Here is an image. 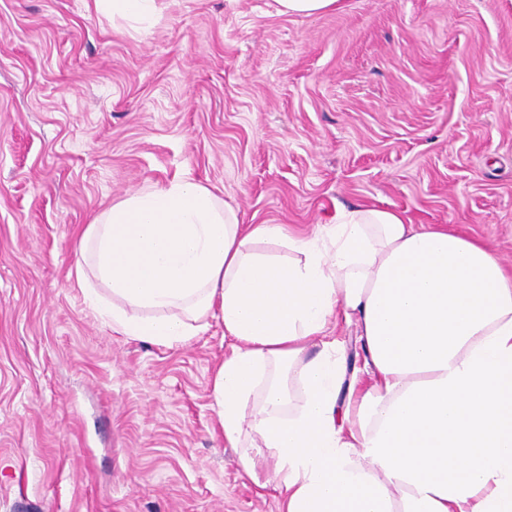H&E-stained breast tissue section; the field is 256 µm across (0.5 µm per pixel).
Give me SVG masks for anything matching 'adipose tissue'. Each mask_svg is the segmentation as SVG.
Masks as SVG:
<instances>
[{
	"label": "adipose tissue",
	"instance_id": "ef3b65f1",
	"mask_svg": "<svg viewBox=\"0 0 512 512\" xmlns=\"http://www.w3.org/2000/svg\"><path fill=\"white\" fill-rule=\"evenodd\" d=\"M80 246L113 331L170 347L223 322L218 419L275 457L280 512H512V271L486 243L372 207L300 237L181 179L113 204ZM338 315L373 378L344 408Z\"/></svg>",
	"mask_w": 512,
	"mask_h": 512
}]
</instances>
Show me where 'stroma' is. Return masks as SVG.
I'll list each match as a JSON object with an SVG mask.
<instances>
[{
  "mask_svg": "<svg viewBox=\"0 0 512 512\" xmlns=\"http://www.w3.org/2000/svg\"><path fill=\"white\" fill-rule=\"evenodd\" d=\"M186 178L245 224L400 211L512 269V0H0V512H280L224 441V324L164 347L79 288V235ZM345 378L370 382L338 323ZM154 0H96L98 5H111L112 14L117 13L129 18H140L148 14ZM279 11L286 14L314 16L342 7V0H276Z\"/></svg>",
  "mask_w": 512,
  "mask_h": 512,
  "instance_id": "stroma-1",
  "label": "stroma"
}]
</instances>
